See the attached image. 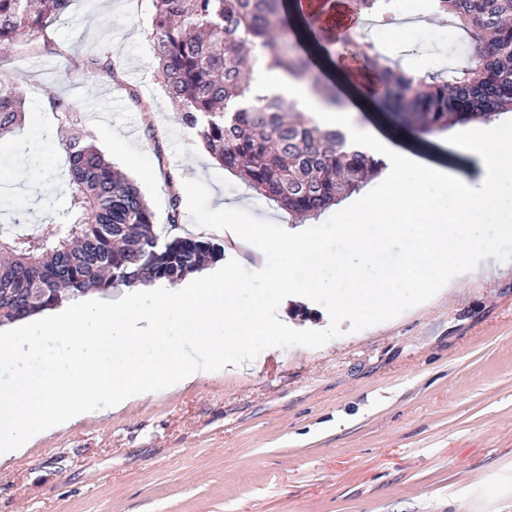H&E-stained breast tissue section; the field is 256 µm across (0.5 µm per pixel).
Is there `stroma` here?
Masks as SVG:
<instances>
[{"mask_svg":"<svg viewBox=\"0 0 512 512\" xmlns=\"http://www.w3.org/2000/svg\"><path fill=\"white\" fill-rule=\"evenodd\" d=\"M406 39L374 26L372 42L403 69L463 66L468 40L433 21L428 0H391ZM151 0H72L47 47L0 49V72L26 120L0 142V235L66 207L55 93L78 103L97 146L138 184L160 237H193L220 201L244 203L266 234L230 249L208 275L232 270L248 307L282 266L269 239L288 213L225 171L181 124L162 90L150 39ZM111 59L114 76L99 60ZM190 194L177 226L173 189ZM470 277L449 261L446 287L397 284L392 308L337 312L346 282L294 287L278 327L252 337L262 355L106 417L51 434L0 466V512H512V236L466 246Z\"/></svg>","mask_w":512,"mask_h":512,"instance_id":"stroma-1","label":"stroma"}]
</instances>
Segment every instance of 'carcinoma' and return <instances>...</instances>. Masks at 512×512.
Segmentation results:
<instances>
[{
    "instance_id": "1",
    "label": "carcinoma",
    "mask_w": 512,
    "mask_h": 512,
    "mask_svg": "<svg viewBox=\"0 0 512 512\" xmlns=\"http://www.w3.org/2000/svg\"><path fill=\"white\" fill-rule=\"evenodd\" d=\"M72 0H0V45L31 46ZM390 0H352L362 19L392 21ZM151 40L181 124L224 169L298 219L357 191L376 162L345 149L339 129L304 117L277 93L258 94L254 63L303 83L339 109L336 95L307 51L279 39L283 0H152ZM469 40V63L429 78L391 66L359 33L355 56L382 86L378 103L425 136L512 112V0H432ZM68 159V206L34 230L0 238V325L59 304L63 296L142 285L177 284L220 261L224 248L204 237H160L139 187L119 172L81 125L71 100L52 95ZM24 120V103L0 74V139Z\"/></svg>"
}]
</instances>
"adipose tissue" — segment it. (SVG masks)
<instances>
[{
	"mask_svg": "<svg viewBox=\"0 0 512 512\" xmlns=\"http://www.w3.org/2000/svg\"><path fill=\"white\" fill-rule=\"evenodd\" d=\"M332 67L353 96L349 108H321L304 87L286 84L275 69L258 72L255 84L262 92L292 96L299 111L341 129L348 146L384 162L395 179L382 191L362 190L352 202L339 204L337 233L348 244L344 255L328 253L300 225L281 228L272 244L286 265L308 263L311 288H320L329 274L347 282V292L336 299L337 310L371 317L395 301L397 281L415 286L430 282L449 258L461 257L458 232L474 242L512 234V127L488 139L466 129L457 135L455 145L479 162L480 174L472 183L397 147L377 128L352 126L351 114L366 111L370 102L372 77L348 58L337 59ZM387 235L406 236L412 244L404 270L380 266ZM291 285L288 274L280 273L243 309L237 301L239 285L228 272L191 291L158 296L147 306L130 296L119 305L77 299L44 311L37 337L23 348L14 336L0 335V360L12 366L11 379L0 383V459L75 423L92 401L107 399L122 407L150 394L158 382L173 390L188 378L207 374L223 361L226 349L245 354L249 340L267 328L268 313ZM185 324L201 342L192 354L171 340L172 332ZM47 338L60 341L62 350H45Z\"/></svg>",
	"mask_w": 512,
	"mask_h": 512,
	"instance_id": "obj_1",
	"label": "adipose tissue"
}]
</instances>
